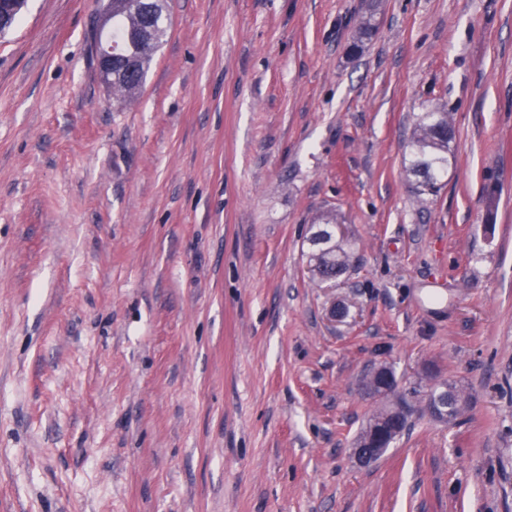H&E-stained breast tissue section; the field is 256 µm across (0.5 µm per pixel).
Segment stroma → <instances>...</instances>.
I'll use <instances>...</instances> for the list:
<instances>
[{"mask_svg": "<svg viewBox=\"0 0 512 512\" xmlns=\"http://www.w3.org/2000/svg\"><path fill=\"white\" fill-rule=\"evenodd\" d=\"M93 8L0 36V512H512V0H169L131 100ZM380 364L466 403L364 468ZM455 131L450 112L426 109L420 112L408 144L409 159L405 165L418 195H433L441 187L453 156L451 144ZM322 220L323 224L319 225V229L314 233V238H310L312 246L310 264L315 265L324 275L340 277L349 267L351 254L333 239L335 219L326 216Z\"/></svg>", "mask_w": 512, "mask_h": 512, "instance_id": "obj_1", "label": "stroma"}]
</instances>
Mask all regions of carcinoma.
Wrapping results in <instances>:
<instances>
[{
  "instance_id": "1",
  "label": "carcinoma",
  "mask_w": 512,
  "mask_h": 512,
  "mask_svg": "<svg viewBox=\"0 0 512 512\" xmlns=\"http://www.w3.org/2000/svg\"><path fill=\"white\" fill-rule=\"evenodd\" d=\"M165 3L166 0H130L112 14V42L119 52L112 72L113 95L130 97L142 87L153 55L170 27ZM454 139L451 113L437 109L419 113L405 165L418 194L432 195L440 189L441 179L448 174ZM333 223V217L323 218V224L310 239V264L324 275L340 277L349 267L351 254L333 239ZM447 400V421L452 422L461 414L465 397L450 386Z\"/></svg>"
}]
</instances>
